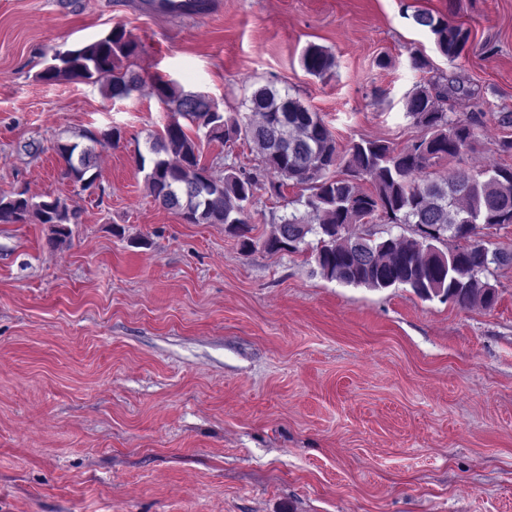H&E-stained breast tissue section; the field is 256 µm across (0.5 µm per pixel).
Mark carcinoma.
Returning a JSON list of instances; mask_svg holds the SVG:
<instances>
[{
  "label": "carcinoma",
  "instance_id": "carcinoma-1",
  "mask_svg": "<svg viewBox=\"0 0 512 512\" xmlns=\"http://www.w3.org/2000/svg\"><path fill=\"white\" fill-rule=\"evenodd\" d=\"M412 19L434 36L437 51L450 61L469 42L468 29L428 10L414 11ZM142 52V45L118 25L76 48L52 49L39 77L91 83L105 77L106 97L128 98L146 83L133 69V59ZM302 62L319 77L335 67L334 56L314 44L305 49ZM152 86L169 120L163 132L149 137L150 158L139 154L136 163L146 172L158 207L188 217L191 224H222L237 233L242 249L251 250L256 243L248 236V213L256 194L263 190L282 198L283 188L292 185L300 193L288 201L294 209L281 215L262 240L268 252L304 253L321 277L344 285L402 286L422 299L464 308L496 303L488 276L512 265V251L490 248L477 239V229L512 224V167L435 171L443 161L462 159L480 137L475 117L448 111L450 98L470 95L459 79L442 74L407 95L406 116L419 130L412 143L398 148L362 139L343 154L318 113L273 85L251 94L244 115H226L202 93L171 81ZM201 131L224 144L250 142L261 164L251 169L227 164L224 176H214L202 162ZM83 138L87 144L58 143L55 151L66 164V177L85 190L99 177L96 145L103 140L116 145L122 135L114 127L88 131ZM374 219L393 228L406 225L407 233L351 232ZM32 223L48 225L49 242L57 246L70 237V225L80 223V213L65 198L36 201L26 189L0 193V224ZM441 244L448 248L440 249Z\"/></svg>",
  "mask_w": 512,
  "mask_h": 512
}]
</instances>
